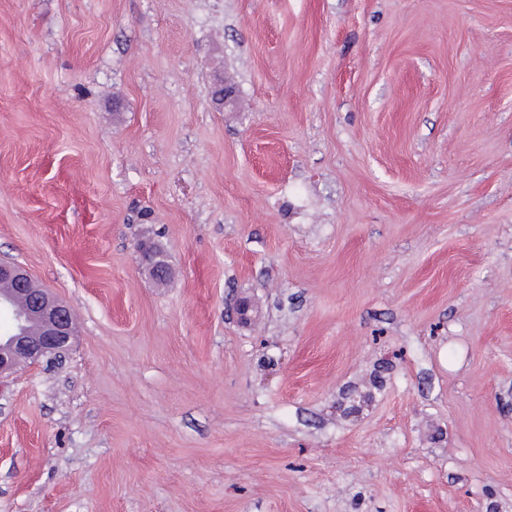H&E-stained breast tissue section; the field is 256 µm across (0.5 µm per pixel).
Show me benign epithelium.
Instances as JSON below:
<instances>
[{
	"instance_id": "benign-epithelium-1",
	"label": "benign epithelium",
	"mask_w": 512,
	"mask_h": 512,
	"mask_svg": "<svg viewBox=\"0 0 512 512\" xmlns=\"http://www.w3.org/2000/svg\"><path fill=\"white\" fill-rule=\"evenodd\" d=\"M142 263L164 279L169 268L151 246L139 247ZM0 313L11 316L12 330L0 336V383L23 362L48 365L58 363L77 336V326L67 305L48 289L35 285L21 266L0 259ZM237 320H251V302L243 297L230 300Z\"/></svg>"
}]
</instances>
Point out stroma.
Here are the masks:
<instances>
[{
    "mask_svg": "<svg viewBox=\"0 0 512 512\" xmlns=\"http://www.w3.org/2000/svg\"><path fill=\"white\" fill-rule=\"evenodd\" d=\"M0 258V512H512V0H0ZM0 281L9 287L0 289V313L13 322L12 330L0 336L1 383L22 362L58 364L77 336V326L67 305L36 286L21 266L0 259Z\"/></svg>",
    "mask_w": 512,
    "mask_h": 512,
    "instance_id": "35a3bbf8",
    "label": "stroma"
}]
</instances>
